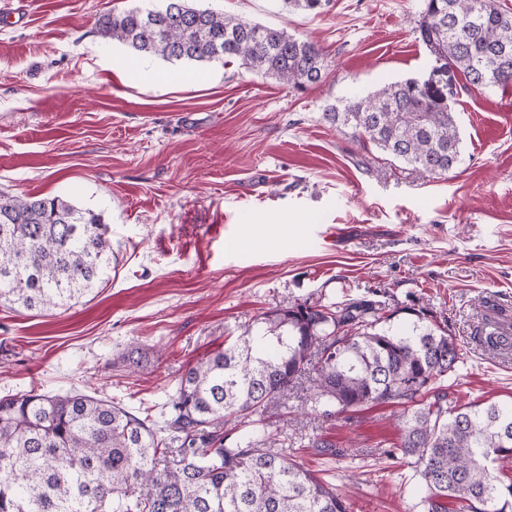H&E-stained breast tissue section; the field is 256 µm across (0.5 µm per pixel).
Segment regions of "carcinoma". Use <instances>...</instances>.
<instances>
[{"label": "carcinoma", "instance_id": "carcinoma-1", "mask_svg": "<svg viewBox=\"0 0 512 512\" xmlns=\"http://www.w3.org/2000/svg\"><path fill=\"white\" fill-rule=\"evenodd\" d=\"M98 33L136 56L236 60L293 90L320 83L325 51L283 29L164 0L102 16ZM416 30L435 62L476 88L512 86V12L499 0H424ZM445 92L387 83L323 112L336 129L427 177L448 174L461 138ZM112 243L102 214L59 196L0 193V305L38 313L104 281ZM372 296L296 303L261 314L235 344L206 353L179 378L163 424L79 391L0 398V512H350L348 497L275 451L268 422L312 377L320 416L394 404L402 434L381 452L408 458L426 486L424 512H512V406L449 405L445 381L461 359L439 327L382 326ZM239 421L232 447L224 426Z\"/></svg>", "mask_w": 512, "mask_h": 512}]
</instances>
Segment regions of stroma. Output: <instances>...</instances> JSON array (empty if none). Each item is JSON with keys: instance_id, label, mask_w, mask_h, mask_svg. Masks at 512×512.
<instances>
[{"instance_id": "35a3bbf8", "label": "stroma", "mask_w": 512, "mask_h": 512, "mask_svg": "<svg viewBox=\"0 0 512 512\" xmlns=\"http://www.w3.org/2000/svg\"><path fill=\"white\" fill-rule=\"evenodd\" d=\"M160 4L0 0V192L92 209L112 241L106 284L71 308L0 306V397L79 390L161 421L187 364L262 312L377 290L392 328L423 307L462 346L450 400L512 405V350L474 340L488 309L512 317V87L455 89L461 153L429 179L323 118L385 83L429 78L423 0H331L318 13L196 0L322 47L326 77L302 91L237 61L136 60L97 33L101 15ZM308 393L288 397L280 451L346 493L351 512H423L412 468L382 470L399 407L327 421L299 416ZM309 435L344 458L301 447Z\"/></svg>"}]
</instances>
